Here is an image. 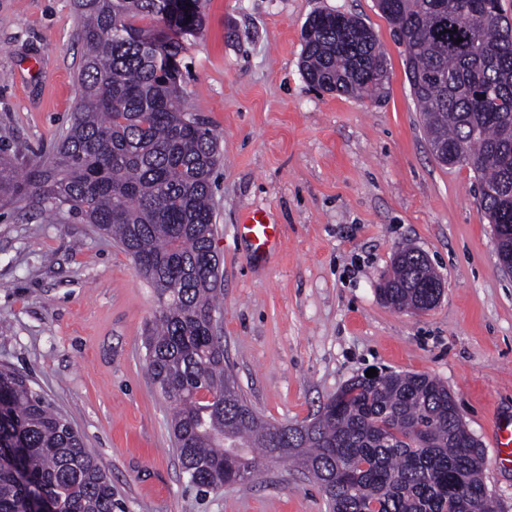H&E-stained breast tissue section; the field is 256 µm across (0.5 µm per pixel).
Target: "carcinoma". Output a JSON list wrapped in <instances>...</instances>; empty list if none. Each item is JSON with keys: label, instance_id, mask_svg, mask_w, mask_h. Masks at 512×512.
I'll return each mask as SVG.
<instances>
[{"label": "carcinoma", "instance_id": "cac0c4a2", "mask_svg": "<svg viewBox=\"0 0 512 512\" xmlns=\"http://www.w3.org/2000/svg\"><path fill=\"white\" fill-rule=\"evenodd\" d=\"M84 53L80 100L53 160L17 170L0 156V200L94 224L131 257L160 309L144 332L152 383L173 405L182 470L202 489L280 460L309 473L332 512H494L480 447L448 389L425 375L350 380L304 425L262 419L236 386L212 329L223 295L213 175L219 141L184 108L182 55L205 0H73ZM405 44V75L428 142L477 176L491 224L512 225V21L502 0H379ZM135 18L152 21L149 28ZM463 38L457 44L455 40ZM378 39L353 16L310 17L301 68L320 89L372 97L384 84ZM399 310H428L438 275L414 247L397 252ZM114 512L112 484L68 420L11 369H0V512Z\"/></svg>", "mask_w": 512, "mask_h": 512}]
</instances>
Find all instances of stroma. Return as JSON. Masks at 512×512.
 <instances>
[{
	"instance_id": "1",
	"label": "stroma",
	"mask_w": 512,
	"mask_h": 512,
	"mask_svg": "<svg viewBox=\"0 0 512 512\" xmlns=\"http://www.w3.org/2000/svg\"><path fill=\"white\" fill-rule=\"evenodd\" d=\"M319 12L372 28L390 75L382 97L307 83L302 29ZM78 32L72 0H0V154L16 166L45 159L71 125ZM184 64L185 108L223 156L221 334L248 403L293 425L368 369L433 378L482 445L486 487L512 512V465L492 441L512 414V274L473 172L430 150L404 48L377 0H208ZM250 209L278 225L275 250L254 254L241 236ZM405 244L444 284L419 314L379 294ZM158 308L152 285L94 225L35 218L25 200L0 208V368L24 375L82 435L115 512H328L317 483L275 460L214 491L189 483L171 406L147 374L142 331Z\"/></svg>"
}]
</instances>
